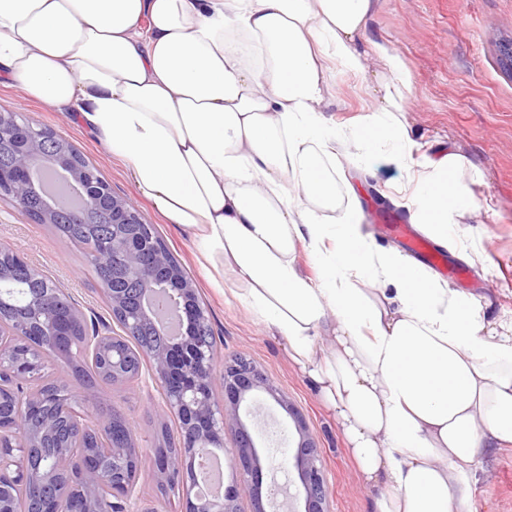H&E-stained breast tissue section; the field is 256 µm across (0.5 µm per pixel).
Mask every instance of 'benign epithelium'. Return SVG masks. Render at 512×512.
<instances>
[{"mask_svg":"<svg viewBox=\"0 0 512 512\" xmlns=\"http://www.w3.org/2000/svg\"><path fill=\"white\" fill-rule=\"evenodd\" d=\"M55 138L54 133L25 119L20 113L0 111V145L9 142L14 151L0 157V191H8L17 199H25L37 188L35 172L50 182L64 173L76 183L86 206L106 205L112 213V241L85 252L88 263L112 268V287L106 289L112 317L122 329L116 334L107 327L90 335L84 329V315L72 305L65 309L76 335L83 337L86 350L95 362L112 377L114 383H124L130 376L129 361L134 337L147 327H155L148 301L162 294L178 308L180 331L171 341L144 356L149 364V376L161 396L160 411L177 421L170 435L173 451L159 475L166 488L177 494L180 512H241L239 498L247 496L251 512H328L325 496V476L321 450L298 411L288 402L279 388L254 363L234 357L219 363L212 344L198 335V328L208 322L196 288L182 268L165 257L152 237L150 226L143 223L139 211L128 200L112 194L110 184L88 165H79L64 148L41 157V146ZM132 277L141 287H122ZM14 278H29L43 284L40 295L27 309L21 310L0 291V372L12 374L13 406L10 428L0 431V512H14L12 487L19 482L29 487L36 498L54 496L65 504L73 490L83 493L85 512H134L133 488L124 487L109 499L102 492L123 484L128 464L142 461L141 449L132 435L112 439L111 457L100 461L94 449H86L93 462L80 469L78 482L63 474L62 461L67 448L53 445V439L68 430L70 435H82L88 427L102 430L111 418L101 414L93 424L77 417L74 405L92 399L93 386L86 387L76 398L67 381V358L57 348L54 316L59 310V289L40 276L19 253L0 244V282ZM34 334L44 337L42 345L30 348L9 343L7 336ZM60 363L52 378L50 397L63 406L67 415L64 423L47 420L35 424L25 412L32 399L42 400V369L51 362ZM224 387L217 395L216 387ZM260 390L275 399L292 418L299 440L293 456L299 484L293 494L282 500L263 498V467L257 445L244 418L258 417L249 394ZM231 430L236 437L233 448L224 447V434ZM229 456L236 471L237 482L222 495L207 498L197 491V465L212 454Z\"/></svg>","mask_w":512,"mask_h":512,"instance_id":"benign-epithelium-1","label":"benign epithelium"}]
</instances>
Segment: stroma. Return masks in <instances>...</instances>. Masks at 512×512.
<instances>
[{"label":"stroma","mask_w":512,"mask_h":512,"mask_svg":"<svg viewBox=\"0 0 512 512\" xmlns=\"http://www.w3.org/2000/svg\"><path fill=\"white\" fill-rule=\"evenodd\" d=\"M369 39L401 58L412 77V94L400 118L415 142L411 164L402 168L385 159L354 179L363 233L384 249L401 250L368 221L370 211L408 215L399 191L413 192L410 174H422L432 162L463 155L467 166L460 186L473 212L448 235V258L478 255L469 272L471 296L496 316L512 315V74L501 66L500 45L512 41V0H376L367 26ZM333 103L328 112L347 124L376 104L379 71L355 76L333 68ZM21 113L78 148L111 185L114 195L130 200L146 223L155 225L169 250L192 279L209 311L217 355L241 356L267 374L299 410L323 452L326 499L331 512H369V492L346 452L335 418L320 403L306 377L292 366L283 339L273 337L231 297L213 288L198 259L196 245L143 200L119 159L67 113L26 99L16 86L0 83V109ZM0 243L24 254L47 280L68 295L87 323H111L112 311L102 285L87 264L83 248L59 235L53 225L38 224L7 197L0 196ZM263 414L248 420L263 461L278 463L295 437L291 419L263 393L255 394ZM160 394L149 377L131 385H101L83 408L87 417L113 409L134 426V440L151 454L167 419L157 406ZM145 512H176L178 499L163 492L151 464H144L134 489ZM477 512H512V447L488 454L475 484Z\"/></svg>","instance_id":"35a3bbf8"}]
</instances>
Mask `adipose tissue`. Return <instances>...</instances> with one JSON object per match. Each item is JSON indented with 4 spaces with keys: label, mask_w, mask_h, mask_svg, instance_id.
<instances>
[{
    "label": "adipose tissue",
    "mask_w": 512,
    "mask_h": 512,
    "mask_svg": "<svg viewBox=\"0 0 512 512\" xmlns=\"http://www.w3.org/2000/svg\"><path fill=\"white\" fill-rule=\"evenodd\" d=\"M375 0H0V76L71 113L196 245L309 379L370 512H475L485 452L512 446V316L487 314L341 206L351 166L406 161L403 61L365 41ZM382 64L357 124L326 114L332 66ZM451 154L411 221L437 242L472 208ZM306 250L317 277L306 276Z\"/></svg>",
    "instance_id": "obj_1"
}]
</instances>
